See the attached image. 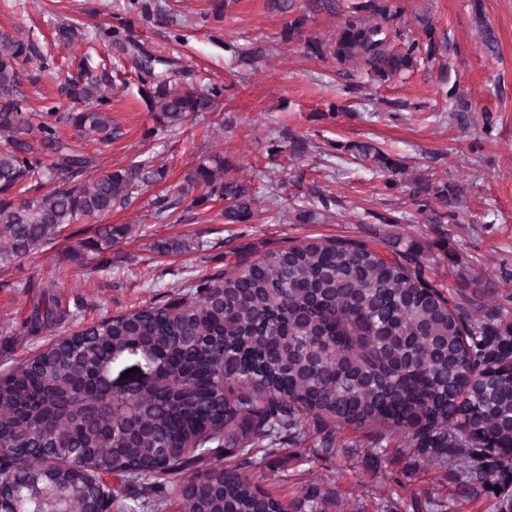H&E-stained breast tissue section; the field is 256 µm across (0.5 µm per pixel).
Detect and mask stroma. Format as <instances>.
Here are the masks:
<instances>
[{"label": "stroma", "instance_id": "1", "mask_svg": "<svg viewBox=\"0 0 512 512\" xmlns=\"http://www.w3.org/2000/svg\"><path fill=\"white\" fill-rule=\"evenodd\" d=\"M128 0H0V30L32 40L37 57L20 66L21 91L33 105L65 113L60 92L73 76L72 59L89 57L90 77L103 82L107 112L119 135L109 142L62 136L80 145L95 169L135 161L165 166V180L144 185L132 201L97 221L69 225L53 244L0 266V375L52 340L135 308L181 298L201 274L234 272L239 257L263 255L313 239L382 238L394 252L419 255L425 275L446 293H472L462 274L489 284L485 302L499 326L512 325V0H403L406 19L430 17L448 52L433 66L402 73L386 85L364 80L358 94L341 93L332 61L304 56L281 40L283 19L268 0H233L224 15L210 0H147L150 17ZM491 24L495 52L477 31L476 14ZM77 25L71 43L59 27ZM119 30L108 39L106 31ZM134 39L176 63V81L223 87L216 112L194 115L176 131L160 130L138 93L139 78L125 50ZM263 48L252 66L233 63L235 50ZM472 99L474 111L448 109L451 90ZM387 100L405 110L385 111ZM342 104L339 112L330 103ZM371 141L407 168L405 185L387 188V175L357 165L349 143ZM220 155L256 195L255 218L225 223L223 201L191 208L185 177L203 158ZM449 180L460 188L447 203L413 196L416 176ZM333 196L329 209L308 215V194ZM448 208L453 220L433 224L428 210ZM119 234L100 264L94 255L69 254L97 224ZM185 240L181 253H157L158 241ZM60 312L57 322L31 332L27 318L43 289ZM320 423L308 418L298 446L257 449L251 466L225 456L227 468H247L254 482L284 501L288 512H311L309 486L328 493L325 512H499L495 501L454 496L451 472L419 461L405 432L378 428L336 433V453L320 447Z\"/></svg>", "mask_w": 512, "mask_h": 512}]
</instances>
